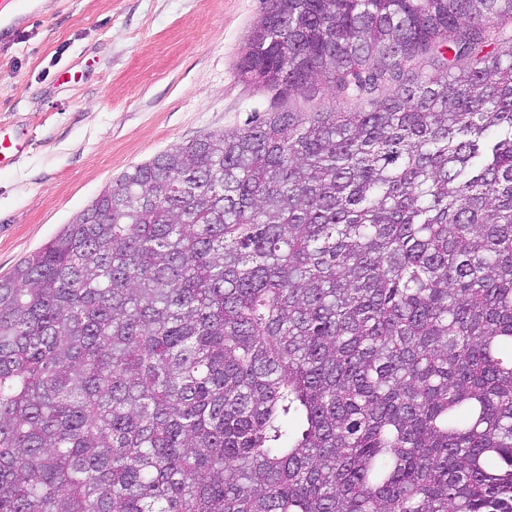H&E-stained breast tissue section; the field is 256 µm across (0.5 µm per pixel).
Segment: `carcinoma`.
I'll return each instance as SVG.
<instances>
[{"label":"carcinoma","mask_w":512,"mask_h":512,"mask_svg":"<svg viewBox=\"0 0 512 512\" xmlns=\"http://www.w3.org/2000/svg\"><path fill=\"white\" fill-rule=\"evenodd\" d=\"M506 20L267 0L241 75L331 111L135 165L0 276V512H512Z\"/></svg>","instance_id":"1"}]
</instances>
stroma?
I'll return each instance as SVG.
<instances>
[{
  "mask_svg": "<svg viewBox=\"0 0 512 512\" xmlns=\"http://www.w3.org/2000/svg\"><path fill=\"white\" fill-rule=\"evenodd\" d=\"M265 0H32L0 39V133L28 137L0 167V275L53 238L131 166L270 112L238 67Z\"/></svg>",
  "mask_w": 512,
  "mask_h": 512,
  "instance_id": "obj_1",
  "label": "stroma"
}]
</instances>
